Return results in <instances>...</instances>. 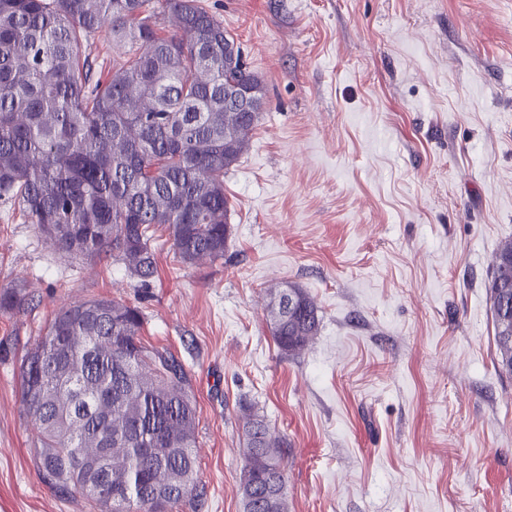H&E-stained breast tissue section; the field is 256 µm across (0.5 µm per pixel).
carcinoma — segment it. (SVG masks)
Wrapping results in <instances>:
<instances>
[{"mask_svg": "<svg viewBox=\"0 0 512 512\" xmlns=\"http://www.w3.org/2000/svg\"><path fill=\"white\" fill-rule=\"evenodd\" d=\"M103 30L127 55L105 80L80 53ZM226 39L235 42L196 0H0V200L62 255L110 254L142 284L158 248L182 264L224 258V170L247 151L260 115L224 102V85H262L241 51L224 57ZM287 293L297 304L277 309ZM488 294L498 369L512 374V239L495 256ZM23 303L20 290H0L1 312ZM267 317L286 355L319 333L318 309L300 288L277 289ZM142 325L134 305L75 301L20 366L39 475L100 512H176L201 496L187 372L143 344ZM242 419L243 512H288L287 502H269L268 485L273 476L286 488V439L249 409ZM94 445L114 449L112 472L78 468Z\"/></svg>", "mask_w": 512, "mask_h": 512, "instance_id": "1", "label": "carcinoma"}]
</instances>
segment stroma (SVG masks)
<instances>
[{
    "mask_svg": "<svg viewBox=\"0 0 512 512\" xmlns=\"http://www.w3.org/2000/svg\"><path fill=\"white\" fill-rule=\"evenodd\" d=\"M240 43L265 104L224 173L223 259L156 252L148 286L53 249L0 203V512H97L33 459L19 367L68 303L136 305L185 365L203 495L242 512L241 405L288 441V512H512V375L485 285L512 238V0H197ZM291 284L321 319L283 354ZM274 288L275 296L267 306V321L271 336L279 349L286 355L297 354L302 351L318 335L320 329V318L318 309L311 299L301 288L288 286V288ZM294 294L297 304L291 308L293 301L287 300L286 305L280 313L277 306L281 298L287 294ZM285 298V297H283Z\"/></svg>",
    "mask_w": 512,
    "mask_h": 512,
    "instance_id": "obj_1",
    "label": "stroma"
}]
</instances>
